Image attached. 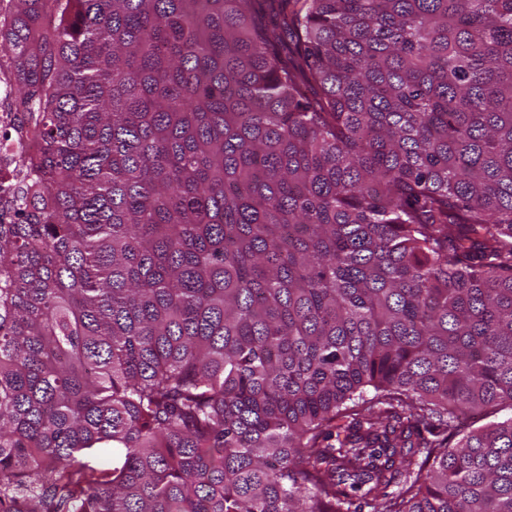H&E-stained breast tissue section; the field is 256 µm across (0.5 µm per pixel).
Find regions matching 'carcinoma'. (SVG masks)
<instances>
[{"label": "carcinoma", "instance_id": "obj_1", "mask_svg": "<svg viewBox=\"0 0 512 512\" xmlns=\"http://www.w3.org/2000/svg\"><path fill=\"white\" fill-rule=\"evenodd\" d=\"M4 1L0 512H512V0ZM13 78L6 70L0 71V130H15L17 114L13 110ZM22 148L29 155L38 153L39 145L28 139L25 135L0 137V182L2 186L0 197V220L2 224H13L16 219L15 210L11 202V191L18 179L17 167L14 165V155L17 149Z\"/></svg>", "mask_w": 512, "mask_h": 512}]
</instances>
